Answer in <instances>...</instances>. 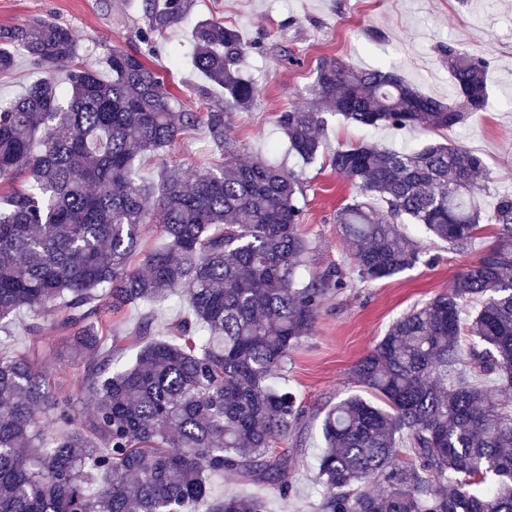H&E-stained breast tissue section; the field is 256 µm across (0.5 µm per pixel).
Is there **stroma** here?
Segmentation results:
<instances>
[{
  "label": "stroma",
  "mask_w": 512,
  "mask_h": 512,
  "mask_svg": "<svg viewBox=\"0 0 512 512\" xmlns=\"http://www.w3.org/2000/svg\"><path fill=\"white\" fill-rule=\"evenodd\" d=\"M32 16L77 30L83 43L79 61L96 69L109 49L138 47L140 32L148 28L142 0H0V27ZM203 19L233 25L244 41L263 43V51L251 54L246 67L256 87L254 105L232 113L229 135L243 159L263 155L300 175L299 232L308 246L305 275L318 277L335 267L344 273L343 287L329 290L311 335L290 352L284 369L304 412L288 440L296 450L287 475L291 495L281 499L265 486L228 472L212 477L209 494L257 496L266 500L268 512H315L322 418L339 399L372 396L354 379L355 364L374 350L398 317L445 292L450 280L494 244L498 227L485 226L469 250L459 252L432 239L420 226L403 224L402 232L423 248L420 263L391 278L361 280L336 224L337 212L357 192L336 174L328 153L359 142L396 150L418 148L432 141V134L361 127L333 116L325 131L327 155L304 166L289 156L275 118L288 107L304 104L316 61L323 56L361 69L394 67L426 95L447 100L451 84L440 48L454 44L489 64L491 90L485 111L450 132L449 138L483 158L490 173L483 206L493 210L499 196L512 194V0H188L184 19L155 36L156 52L149 58L177 96L181 112H202L224 100L222 90L207 85L186 56L190 31ZM282 48L293 53L297 65L279 61ZM223 162L208 130L199 125L161 150L158 160L144 163L139 174L156 180L160 165L166 164L191 179ZM187 312L183 296L169 307L149 302L129 306L112 322L118 338L114 356L124 363L134 360L137 349L128 337L145 316L153 317L157 335L166 336ZM30 323L23 313L13 318L10 352L31 356L58 389L70 390L76 367L59 359L62 335L50 326L30 335Z\"/></svg>",
  "instance_id": "1"
}]
</instances>
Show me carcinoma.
Returning <instances> with one entry per match:
<instances>
[{
	"instance_id": "obj_1",
	"label": "carcinoma",
	"mask_w": 512,
	"mask_h": 512,
	"mask_svg": "<svg viewBox=\"0 0 512 512\" xmlns=\"http://www.w3.org/2000/svg\"><path fill=\"white\" fill-rule=\"evenodd\" d=\"M149 32L178 23L186 0H143ZM145 49H112V79L75 63L81 39L29 19L0 28V73L21 47L47 76L0 102V322L26 310L32 333L70 330L64 360L79 374L62 394L24 355H0V512H267L260 497H208V479L233 472L289 496L300 424L295 393L270 382L312 331L339 271L307 278L296 172L238 159L230 115L249 108L245 63L259 45L222 23L190 33L192 66L224 89V104L178 112ZM455 96L443 102L395 69H354L322 57L308 102L279 113L289 151L310 163L325 149L327 116L363 126L452 131L485 110L489 67L445 50ZM205 126L224 155L187 180L163 166L133 175L182 132ZM336 173L379 197L337 216L360 278H391L422 251L399 225L466 250L483 230L497 241L438 294L396 320L354 366L376 401L352 395L324 415L317 512H512V196L486 213L483 159L449 142L413 152L369 143L338 147ZM153 224L164 245L146 250ZM143 256L146 270L132 266ZM183 289L191 315L170 341L145 319L129 365L103 342L112 318ZM91 412L78 417L79 409Z\"/></svg>"
}]
</instances>
